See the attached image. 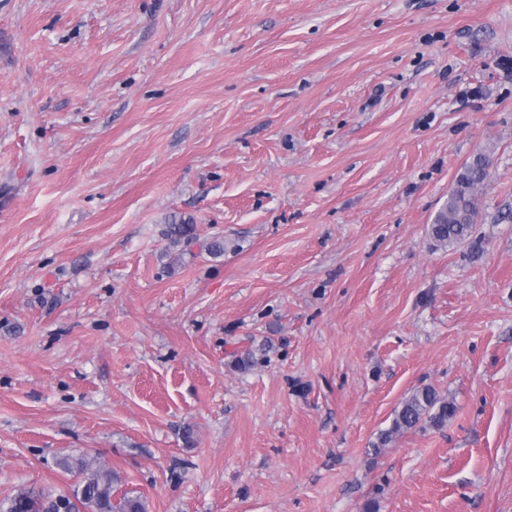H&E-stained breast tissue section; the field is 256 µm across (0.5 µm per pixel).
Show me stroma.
Masks as SVG:
<instances>
[{
  "label": "stroma",
  "mask_w": 512,
  "mask_h": 512,
  "mask_svg": "<svg viewBox=\"0 0 512 512\" xmlns=\"http://www.w3.org/2000/svg\"><path fill=\"white\" fill-rule=\"evenodd\" d=\"M82 456L147 512H512V0H0V501ZM490 153L477 154L456 177L448 200L436 214L430 234L442 247L466 240L472 233L477 213L476 191L489 174ZM196 224L192 218L177 217L173 215L168 222L167 237L173 246L190 245L197 240ZM455 413L454 404L440 397L431 386H423L414 390L396 412L391 427L379 436L378 447L390 444L393 439L418 425L428 422L437 429L444 427Z\"/></svg>",
  "instance_id": "obj_1"
}]
</instances>
